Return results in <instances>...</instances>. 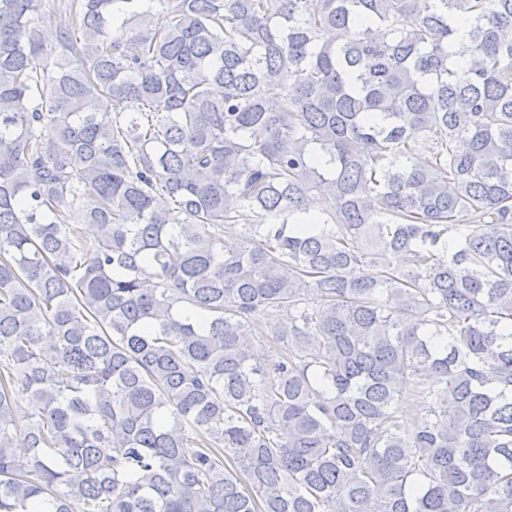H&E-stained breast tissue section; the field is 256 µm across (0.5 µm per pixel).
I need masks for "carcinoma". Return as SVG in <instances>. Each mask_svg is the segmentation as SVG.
Here are the masks:
<instances>
[{
	"instance_id": "1",
	"label": "carcinoma",
	"mask_w": 512,
	"mask_h": 512,
	"mask_svg": "<svg viewBox=\"0 0 512 512\" xmlns=\"http://www.w3.org/2000/svg\"><path fill=\"white\" fill-rule=\"evenodd\" d=\"M42 3L0 0V512H512V0H67L50 49Z\"/></svg>"
}]
</instances>
